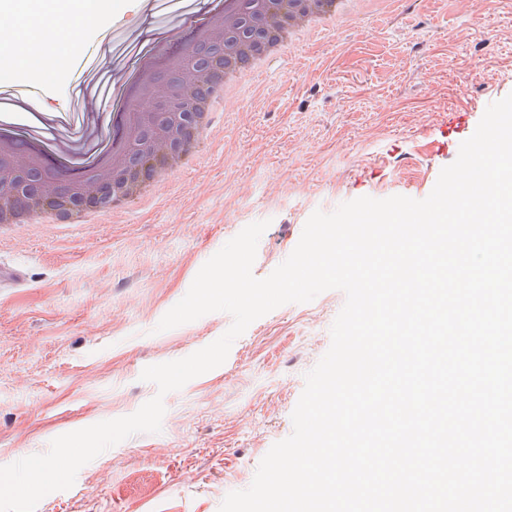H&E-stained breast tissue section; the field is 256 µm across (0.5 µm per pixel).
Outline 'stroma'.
<instances>
[{
    "mask_svg": "<svg viewBox=\"0 0 512 512\" xmlns=\"http://www.w3.org/2000/svg\"><path fill=\"white\" fill-rule=\"evenodd\" d=\"M141 0L76 14L84 54L60 68L0 70V124L52 117L46 147L114 114V66L132 64ZM512 93V0H399L272 60L226 100L194 163L148 201L95 221L24 224L0 235V466L51 441L135 413L157 393L143 369L207 346L230 327L214 312L156 332L204 263L245 226H269L252 273L296 247L314 211L368 196L426 198L487 106ZM345 294L328 290L255 320L226 361L169 392L158 433H139L77 473L36 512H219L250 486L278 441L305 375L327 352Z\"/></svg>",
    "mask_w": 512,
    "mask_h": 512,
    "instance_id": "stroma-1",
    "label": "stroma"
}]
</instances>
